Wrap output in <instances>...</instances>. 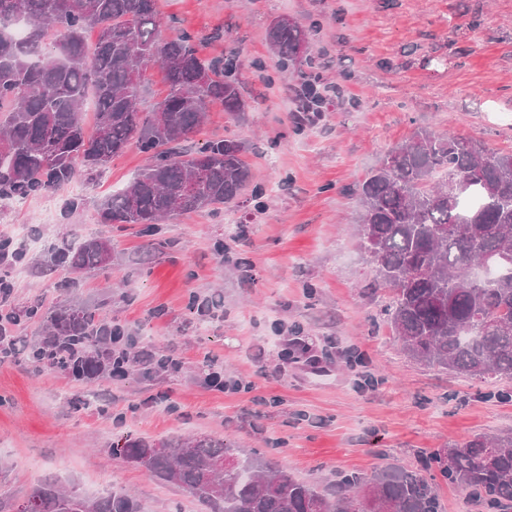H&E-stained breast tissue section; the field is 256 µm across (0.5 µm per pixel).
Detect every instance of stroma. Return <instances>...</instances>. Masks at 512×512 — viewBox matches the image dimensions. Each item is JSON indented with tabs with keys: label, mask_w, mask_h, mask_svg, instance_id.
<instances>
[{
	"label": "stroma",
	"mask_w": 512,
	"mask_h": 512,
	"mask_svg": "<svg viewBox=\"0 0 512 512\" xmlns=\"http://www.w3.org/2000/svg\"><path fill=\"white\" fill-rule=\"evenodd\" d=\"M159 10L163 36L186 31L204 38L202 56L243 61L244 112L213 108L182 150L236 137L265 195L150 233L99 223L100 204L148 163L132 146L68 191L0 202V239L24 252L9 270L14 307L100 306L135 350L180 361L118 384L0 364V512H18L48 481L88 496L123 490L144 512H203L181 488L112 458L122 434L221 437L324 485L512 431V397L499 395L512 394V380L472 381L400 353L383 315L388 293L371 289L355 230L357 183L415 130L512 151V0H159ZM283 16L310 35L311 73L343 91L312 125L294 120L298 66L280 67L266 42ZM73 194L82 204L72 210ZM88 238L107 240L112 258L69 285L51 247ZM211 295L220 317L190 305ZM210 360L242 388H210Z\"/></svg>",
	"instance_id": "stroma-1"
}]
</instances>
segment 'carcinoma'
<instances>
[{"label":"carcinoma","instance_id":"cac0c4a2","mask_svg":"<svg viewBox=\"0 0 512 512\" xmlns=\"http://www.w3.org/2000/svg\"><path fill=\"white\" fill-rule=\"evenodd\" d=\"M21 37L0 33V200L67 189L80 172H98L135 145L150 163L125 190L106 199L104 224H143L237 203L250 187L242 142L177 144L222 106L243 112L235 53L200 56L194 35L165 40L158 0H0V30L14 20ZM96 32L88 46L85 35ZM283 63L301 64L306 29L286 18L266 33ZM163 70L169 93L151 112L138 108L148 68ZM95 106L93 131L84 103ZM469 188L448 199V179ZM194 182L193 190L186 185ZM360 236L381 265L375 283L392 294L386 321L402 354L484 382L512 379V278L471 285L472 266L512 254V152H493L471 138L421 130L387 150L358 186ZM466 223V231L449 228ZM73 274L101 267L110 244L90 238L76 249L52 250ZM15 322L40 325L29 361L60 367L83 380L107 378L116 362L144 369L136 354L114 347V330L96 309L67 303L26 306ZM110 454L182 487L207 512H351L371 494L390 512H440L424 471L439 466L448 483L467 491L485 512H512V433L476 434L424 457L419 468L393 465L370 475L339 474L320 486L299 480L267 459L239 458L220 438L146 440L118 437ZM238 465L227 467L225 460ZM20 512H141L124 491L87 497L55 484L37 488Z\"/></svg>","mask_w":512,"mask_h":512}]
</instances>
